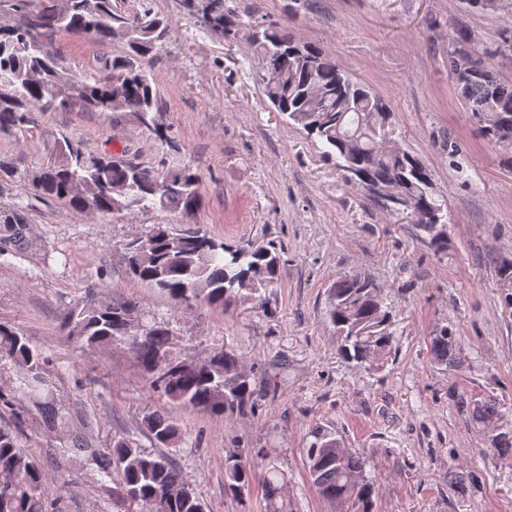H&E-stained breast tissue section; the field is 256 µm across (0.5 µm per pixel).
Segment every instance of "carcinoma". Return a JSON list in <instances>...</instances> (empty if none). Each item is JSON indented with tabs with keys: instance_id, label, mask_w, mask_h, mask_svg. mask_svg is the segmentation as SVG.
Returning <instances> with one entry per match:
<instances>
[{
	"instance_id": "1",
	"label": "carcinoma",
	"mask_w": 512,
	"mask_h": 512,
	"mask_svg": "<svg viewBox=\"0 0 512 512\" xmlns=\"http://www.w3.org/2000/svg\"><path fill=\"white\" fill-rule=\"evenodd\" d=\"M34 23L25 28L0 26V134L25 133L38 126V113L76 107L130 118L165 148L161 163L146 167L123 154H102L67 136L54 139L46 163L28 180L36 195L92 216L165 211L183 223L202 204L201 176L176 157L157 107L154 75L141 61L156 56L172 30L171 20L154 10L152 0H35ZM200 11L207 26L225 35L243 26L233 0H186ZM64 32L108 45L120 38L126 54L92 73L64 69L40 40L41 32ZM252 45L261 66L255 73L275 111L301 126L323 147L358 190L374 186L402 195L407 223L420 239L441 250L445 239L433 236L430 220L448 223L426 166L395 139L390 113L379 96L355 80L336 59L272 25L251 26ZM460 31L448 38V71L467 110L484 123L494 144L512 145V85L506 84L467 47ZM30 218L20 204L0 205V258L28 245ZM128 277L165 294L175 308H222L278 286L280 258L275 248L227 244L199 229L173 232L160 225L131 238L125 247ZM327 319L340 339L339 355L363 366L390 354L393 307L382 286L362 272L339 274L328 289ZM60 332L82 348L107 350L127 343L150 375L152 392L166 400L163 409L143 411L141 430L154 449L130 436L93 448L81 434H70L64 446L48 449L61 457L83 453L95 480L112 486V512H205L198 488L189 483L163 448H181L187 438L177 412L192 409L231 418L256 406V387L232 350L196 362L171 355L173 321L150 313L131 298L106 302L96 290L67 306ZM455 336L439 325L430 339L431 360L453 362ZM11 365L16 379L0 384V415L16 421L35 410L47 427L61 419L45 377L46 358L30 345L20 328L0 322V363ZM304 455L318 495L351 512H374L376 488L366 475L363 456L336 445L335 429L315 425L308 432ZM265 461L257 475L254 461ZM261 488L265 512H288L282 495L284 473L266 448L244 456L236 449L224 457V492L239 496L253 484ZM0 512H65L61 492L49 490L46 473L20 445L18 432L0 425Z\"/></svg>"
}]
</instances>
